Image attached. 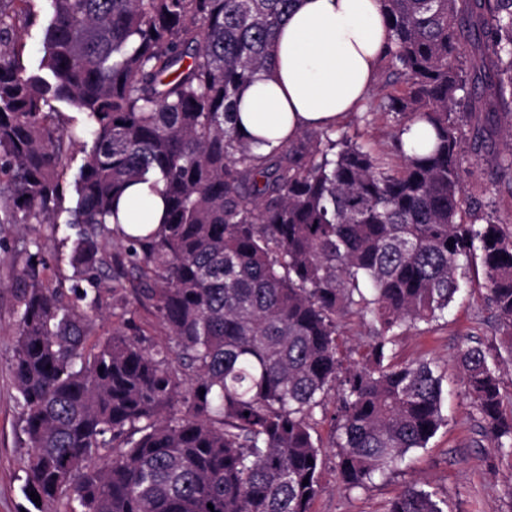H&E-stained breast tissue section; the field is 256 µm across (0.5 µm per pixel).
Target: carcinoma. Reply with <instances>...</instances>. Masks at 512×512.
<instances>
[{"label": "carcinoma", "mask_w": 512, "mask_h": 512, "mask_svg": "<svg viewBox=\"0 0 512 512\" xmlns=\"http://www.w3.org/2000/svg\"><path fill=\"white\" fill-rule=\"evenodd\" d=\"M30 2L0 0V227L56 224L78 137L51 121V101L69 103L91 140L71 292L98 311L116 265L169 335L151 349L124 332L89 347L62 289L32 264L16 275L11 367L30 490L67 512H311L323 464L313 413L331 393L343 489L374 483L443 422L431 363L389 362L397 330L439 320L475 255L500 337L462 343L457 360L491 447L512 457L500 376L512 363V231L471 208L461 162L464 118H497L472 149L503 135L493 163L512 192V0H381L390 44L362 107L395 122L387 151L334 126L277 146L236 133L241 92L294 0H51L52 84L22 64ZM420 122L433 140L408 153L402 136ZM157 173L165 222L125 234L110 222L123 191L155 188ZM114 238L123 253L110 257ZM348 315L368 330L360 351L341 339ZM447 507L409 485L387 512Z\"/></svg>", "instance_id": "obj_1"}]
</instances>
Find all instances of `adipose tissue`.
I'll return each instance as SVG.
<instances>
[{
    "label": "adipose tissue",
    "instance_id": "ef3b65f1",
    "mask_svg": "<svg viewBox=\"0 0 512 512\" xmlns=\"http://www.w3.org/2000/svg\"><path fill=\"white\" fill-rule=\"evenodd\" d=\"M389 40L380 0H296L281 23L268 68L239 102L236 129L246 140L279 144L340 122L376 86ZM120 222L139 235L161 224L165 204L148 185H130Z\"/></svg>",
    "mask_w": 512,
    "mask_h": 512
}]
</instances>
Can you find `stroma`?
Returning a JSON list of instances; mask_svg holds the SVG:
<instances>
[{
    "label": "stroma",
    "instance_id": "obj_1",
    "mask_svg": "<svg viewBox=\"0 0 512 512\" xmlns=\"http://www.w3.org/2000/svg\"><path fill=\"white\" fill-rule=\"evenodd\" d=\"M31 7L37 21L20 31L25 46L23 64L28 75L48 82L52 75L42 66L41 59L52 10L49 0H32ZM338 129L353 140L386 150L391 146L394 124L372 119L360 111L349 115ZM83 157L80 147H73L56 228L37 224L5 228L7 247L0 251V512H61L63 508L57 501H33L27 488L30 449L11 372L18 320L12 284L15 272L38 252L47 260L40 271L43 279L65 289L74 283V272L63 256L69 252L77 233L71 220L76 204L74 182ZM463 168L466 186L482 185V201L495 222L512 229V194L496 180L491 159L468 152ZM39 242L44 245L40 251L35 248ZM464 281V293L442 319L402 329L393 347L394 362L430 360L442 374V425L426 447L409 453L401 470L348 493L341 487L337 449L333 445L336 402L328 400L325 407L314 412L313 438L323 450L324 463L321 491L312 504V512H385L389 501L410 484L445 498L447 512H512V458H494L465 396L455 364L464 340L484 342L497 331V321L479 292L482 276L471 271ZM136 286V281L128 277L118 288L104 294V315L93 314L88 318L90 341L122 331L141 335L149 347L168 343L167 331L152 308L137 300Z\"/></svg>",
    "mask_w": 512,
    "mask_h": 512
}]
</instances>
